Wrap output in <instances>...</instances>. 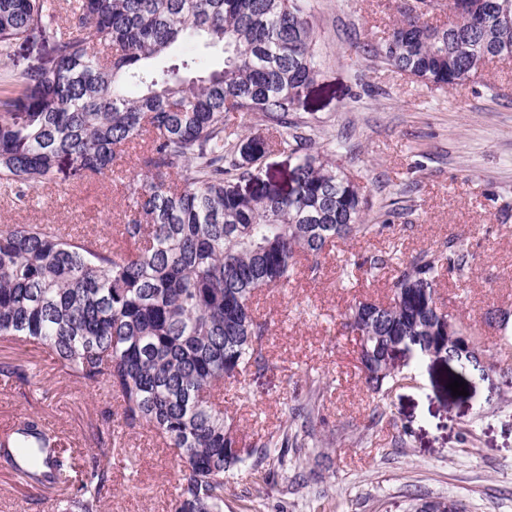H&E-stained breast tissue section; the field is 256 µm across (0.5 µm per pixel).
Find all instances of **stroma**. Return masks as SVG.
I'll list each match as a JSON object with an SVG mask.
<instances>
[{
	"instance_id": "obj_1",
	"label": "stroma",
	"mask_w": 512,
	"mask_h": 512,
	"mask_svg": "<svg viewBox=\"0 0 512 512\" xmlns=\"http://www.w3.org/2000/svg\"><path fill=\"white\" fill-rule=\"evenodd\" d=\"M396 0H311L320 73L293 114L315 150L331 154L371 203L370 224L389 210L384 235L337 241L318 274L299 273L288 290L259 292L255 306L270 324L275 368L224 386V409L253 439L274 431L295 385L320 381L318 429L303 473L279 471L255 484L249 469L224 477V512H409L412 498L447 496L467 512H512V338L484 324L486 312L512 310V60L484 63L475 83L456 91L427 87L370 57L396 20ZM120 183L96 178L73 186L58 175L50 189L15 204L0 187V224H63L99 231L125 219ZM453 240L468 256L462 277L441 275L438 303L478 338V360L429 357L400 379L386 399L388 418L371 424L372 397L358 362V336L340 314L355 300H384L401 263L418 250ZM385 252L377 277L345 262ZM32 383L0 375V423L37 416L62 437L71 480L88 453L115 454L119 465L103 512H171L175 454L146 429L98 437L112 399L65 378L46 354L30 355ZM464 381L455 395L445 380ZM405 446H397L400 431ZM64 485L32 487L0 459V512H55Z\"/></svg>"
}]
</instances>
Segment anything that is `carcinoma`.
Masks as SVG:
<instances>
[{"label":"carcinoma","instance_id":"cac0c4a2","mask_svg":"<svg viewBox=\"0 0 512 512\" xmlns=\"http://www.w3.org/2000/svg\"><path fill=\"white\" fill-rule=\"evenodd\" d=\"M494 2L452 8L445 27L400 3L368 53L428 87H466L485 57L512 59V0ZM18 41L48 49L49 63L0 97V185L24 202L63 169L76 183L111 174L127 187L130 218L115 233L130 247L56 224H0V338L46 353L76 384L109 388L126 428L175 449L174 512H224L226 473L247 466L267 485L318 447L314 401L256 440L224 414V381L275 368L256 294L288 287L303 259L316 271L336 240L388 228L365 223L358 185L291 119L318 74L308 0H67L63 15L49 0H0V52ZM185 42L205 52L179 53ZM236 112L264 128L240 133ZM140 140L129 176L118 161ZM273 148L295 156L293 190L242 187ZM466 264L452 240L421 250L393 281L392 303L341 314L360 333L375 422L401 374L397 353L409 373L434 354L456 359L448 317L430 304L439 270L461 275ZM387 265L382 254L352 263L369 275ZM0 374L36 378L15 362ZM56 453L38 416L0 440L34 485L70 482ZM112 469L90 455L58 512H102Z\"/></svg>","mask_w":512,"mask_h":512}]
</instances>
